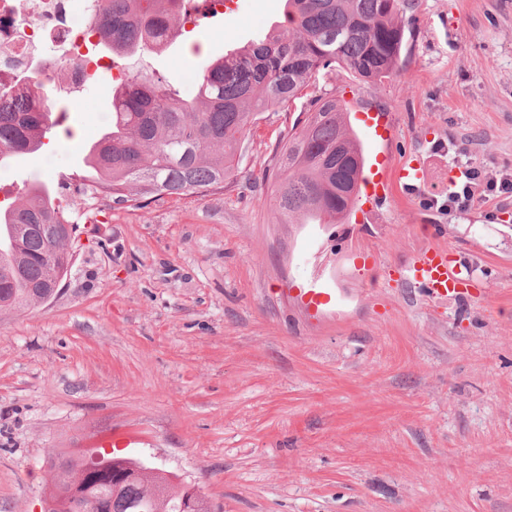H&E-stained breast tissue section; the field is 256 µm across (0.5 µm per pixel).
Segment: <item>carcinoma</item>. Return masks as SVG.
Returning <instances> with one entry per match:
<instances>
[{"instance_id": "cac0c4a2", "label": "carcinoma", "mask_w": 512, "mask_h": 512, "mask_svg": "<svg viewBox=\"0 0 512 512\" xmlns=\"http://www.w3.org/2000/svg\"><path fill=\"white\" fill-rule=\"evenodd\" d=\"M174 0H92L97 55L119 60L158 52L183 35ZM419 0H285V21L256 40L202 66L186 94L171 84L133 73L112 85L111 115L88 174L76 193L87 202L100 195L123 204L146 197L204 194L235 176L250 127L264 114L309 99V112L292 127L275 155L273 201L283 224H337L352 210L365 159L340 100L312 91L316 77L344 70L381 82L404 63L406 34ZM42 106L24 100L0 111V166L42 148L54 112L49 86ZM64 186L52 187L49 205L32 188L25 199L0 206V227L14 224L13 242L0 236V311L37 305L36 287L69 271L64 244L29 230L31 224H69L78 218L63 203ZM66 485L95 500L96 512H138L134 504L167 477L140 475L119 492L112 472L132 468L129 458L60 451L50 459ZM183 491L168 486L156 507L184 512Z\"/></svg>"}]
</instances>
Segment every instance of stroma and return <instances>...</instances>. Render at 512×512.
I'll return each mask as SVG.
<instances>
[{"label":"stroma","instance_id":"35a3bbf8","mask_svg":"<svg viewBox=\"0 0 512 512\" xmlns=\"http://www.w3.org/2000/svg\"><path fill=\"white\" fill-rule=\"evenodd\" d=\"M285 0H234L199 36L124 60L191 91L190 74L283 21ZM403 68L338 74L366 167L427 159L438 181L393 188L371 218L284 224L271 159L308 111L267 113L234 182L203 195L103 198L46 304L0 313V512H41L51 449L115 434V454L205 496L212 512H512V197L448 207L466 167L512 173V0H420ZM111 91L68 102L0 166L23 192L83 173ZM392 133L371 144L367 117ZM438 246L465 282L448 303L393 279ZM335 288L308 313L314 277Z\"/></svg>","mask_w":512,"mask_h":512}]
</instances>
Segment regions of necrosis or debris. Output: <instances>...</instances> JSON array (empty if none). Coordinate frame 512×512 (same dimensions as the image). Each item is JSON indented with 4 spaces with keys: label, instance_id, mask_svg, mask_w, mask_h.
Wrapping results in <instances>:
<instances>
[{
    "label": "necrosis or debris",
    "instance_id": "obj_1",
    "mask_svg": "<svg viewBox=\"0 0 512 512\" xmlns=\"http://www.w3.org/2000/svg\"><path fill=\"white\" fill-rule=\"evenodd\" d=\"M18 12L15 0H0V83L12 86L16 97L36 101L40 91L35 74L45 46H54L65 64L68 84L114 82L125 73L109 57L90 53L94 37L87 23V0H28Z\"/></svg>",
    "mask_w": 512,
    "mask_h": 512
}]
</instances>
